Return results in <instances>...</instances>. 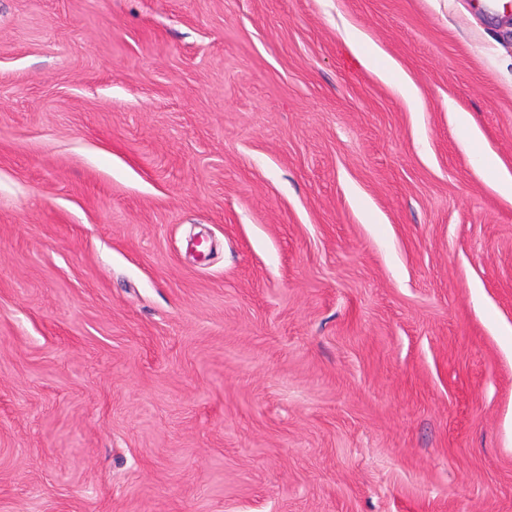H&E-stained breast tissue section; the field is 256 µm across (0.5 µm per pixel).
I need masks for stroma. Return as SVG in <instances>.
<instances>
[{
    "label": "stroma",
    "mask_w": 512,
    "mask_h": 512,
    "mask_svg": "<svg viewBox=\"0 0 512 512\" xmlns=\"http://www.w3.org/2000/svg\"><path fill=\"white\" fill-rule=\"evenodd\" d=\"M506 173L488 0H0V512H512Z\"/></svg>",
    "instance_id": "1"
}]
</instances>
